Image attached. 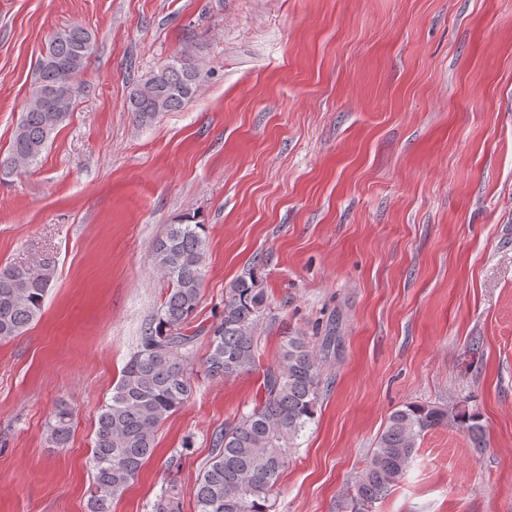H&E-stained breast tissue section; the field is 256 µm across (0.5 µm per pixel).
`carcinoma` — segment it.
Returning <instances> with one entry per match:
<instances>
[{
	"label": "carcinoma",
	"instance_id": "cac0c4a2",
	"mask_svg": "<svg viewBox=\"0 0 512 512\" xmlns=\"http://www.w3.org/2000/svg\"><path fill=\"white\" fill-rule=\"evenodd\" d=\"M92 36L79 24L56 32L40 56L31 93L16 126L0 174L35 163L58 127L72 112L78 86L91 54ZM202 71L184 56L160 67L133 86L127 109L141 125L165 112L181 110L199 89ZM205 226L170 224L153 248V269L167 280L160 310L145 324L136 352L125 365L101 407L91 457L93 491L90 512H112V500L135 480L155 448V431L191 396L188 354L199 333L208 334L204 361L214 379L260 368L257 327L267 306L255 269L243 272L224 298L217 324L201 331L189 325L201 298L206 258ZM46 263L37 276L22 266L0 269V341L23 335L40 315L53 280ZM263 396L248 412L215 434L210 458L194 491L196 512H272L271 496L288 465L289 449L314 418L322 381V363L302 336L282 344L277 362L262 370ZM455 424L475 447L483 443L476 412L462 407L407 405L390 417L377 446L357 476V504L381 499L407 471L417 439ZM72 413L57 410L48 426L51 441L69 440ZM175 483L163 490L153 512H180Z\"/></svg>",
	"mask_w": 512,
	"mask_h": 512
}]
</instances>
